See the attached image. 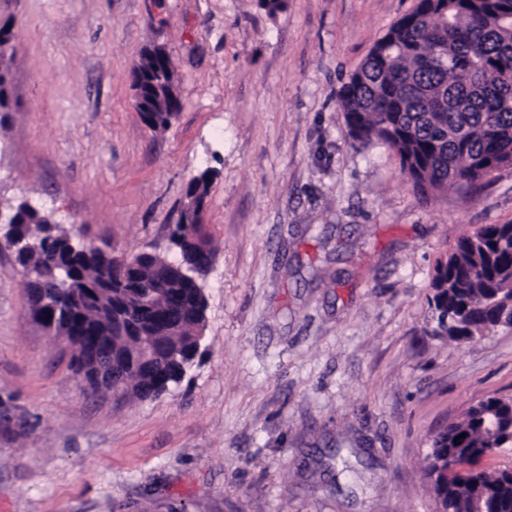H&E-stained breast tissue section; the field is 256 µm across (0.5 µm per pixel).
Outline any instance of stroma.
<instances>
[{"mask_svg": "<svg viewBox=\"0 0 512 512\" xmlns=\"http://www.w3.org/2000/svg\"><path fill=\"white\" fill-rule=\"evenodd\" d=\"M416 3L0 0L19 103L0 210L173 260L208 169L217 247L198 355L144 400L83 386L0 249V512H439L431 439L512 396V330L442 335L430 282L463 235L512 222V167L424 200L391 150L352 142L338 93ZM153 45L181 101L162 132L133 87Z\"/></svg>", "mask_w": 512, "mask_h": 512, "instance_id": "1", "label": "stroma"}]
</instances>
